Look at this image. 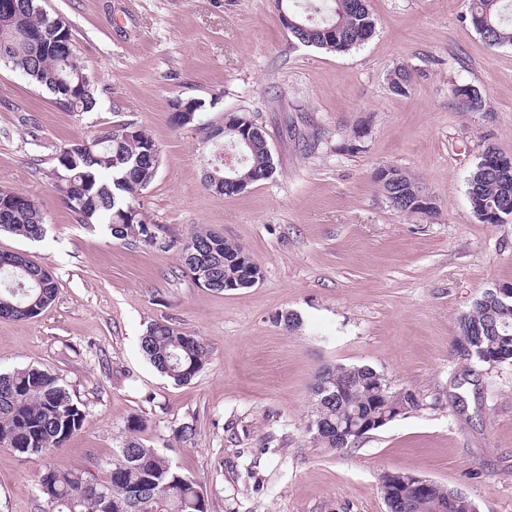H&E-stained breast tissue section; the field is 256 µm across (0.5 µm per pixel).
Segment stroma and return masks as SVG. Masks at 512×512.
Segmentation results:
<instances>
[{"mask_svg": "<svg viewBox=\"0 0 512 512\" xmlns=\"http://www.w3.org/2000/svg\"><path fill=\"white\" fill-rule=\"evenodd\" d=\"M64 18L96 107L67 112L0 67V187L37 200L47 232L0 233V252L47 267L53 305L0 318V371L58 373L86 412L49 456L0 448V512H45L48 467L110 461L137 437L192 476L208 512H386L381 477L406 472L467 496L477 512H512V361L487 367L454 352L458 320L484 292L512 285V218L473 214L467 177L486 146L512 155V47H488L470 0H369L364 45L329 52L294 41L274 0H41ZM413 75L408 94L395 70ZM459 85L479 89L467 110ZM198 99L202 122L250 114L276 171L240 193L208 190L214 147L170 121ZM119 122L160 147L145 214L173 245L148 248L78 223L56 188V156ZM395 167L436 209L396 210L376 181ZM206 229L260 266L254 286L215 292L187 274L177 246ZM298 316L294 329L278 314ZM202 337L208 364L174 383L143 355L150 326ZM328 364L370 366L422 405L343 451L308 426L311 384ZM193 424L191 440L178 436Z\"/></svg>", "mask_w": 512, "mask_h": 512, "instance_id": "stroma-1", "label": "stroma"}]
</instances>
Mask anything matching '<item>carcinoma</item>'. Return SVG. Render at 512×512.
<instances>
[{"instance_id": "cac0c4a2", "label": "carcinoma", "mask_w": 512, "mask_h": 512, "mask_svg": "<svg viewBox=\"0 0 512 512\" xmlns=\"http://www.w3.org/2000/svg\"><path fill=\"white\" fill-rule=\"evenodd\" d=\"M304 28L289 35L297 42L342 52L361 45L374 33L376 22L367 0H276ZM470 22L491 47L512 46V0H471ZM27 36L10 58L0 65L24 76L36 89L67 112H87L96 105L89 76L72 43L67 23L51 17L37 0H0V45ZM411 73L399 69L391 81L393 90L405 95ZM455 95L471 110L484 102L483 94L458 86ZM122 125L103 129L87 140L72 141L57 154V188L69 209L83 224H104L112 236L135 242L155 233L160 248L174 241L160 235L141 208V192L156 174L145 152L158 147L143 129L129 139ZM226 138L241 152L236 177L253 184L269 179L275 171L267 137L245 146L236 136ZM397 203L404 213H418L425 196L415 180L390 167ZM471 206L512 214V163L495 148H486L468 179ZM0 231L30 240L46 234V222L38 202L18 191L0 188ZM212 232H192L181 243L187 273L196 284L212 280V289L224 290L234 280L236 288H248L240 271L256 262L240 245L225 239L214 241ZM57 286L43 266L23 253L0 254V317L14 320L35 317L55 300ZM459 335L474 342L472 358L493 367L512 360V297L488 291L459 320ZM145 357L174 382L191 381L208 363L206 342L168 323L157 322L141 341ZM315 400L309 431L322 448L339 450L337 432L357 427L373 416L389 414L398 405L413 411L421 406L413 391L395 388L369 366L327 365L311 385ZM85 421V411L75 403L58 374L40 367L0 372V447L22 454H47L61 447ZM91 473L80 470L60 474L51 469L39 477V490L49 512H208L201 486L182 473L163 453L126 440L101 465L95 485ZM394 512H476L464 495L438 487L424 500L416 498L414 479L401 475L396 487Z\"/></svg>"}]
</instances>
